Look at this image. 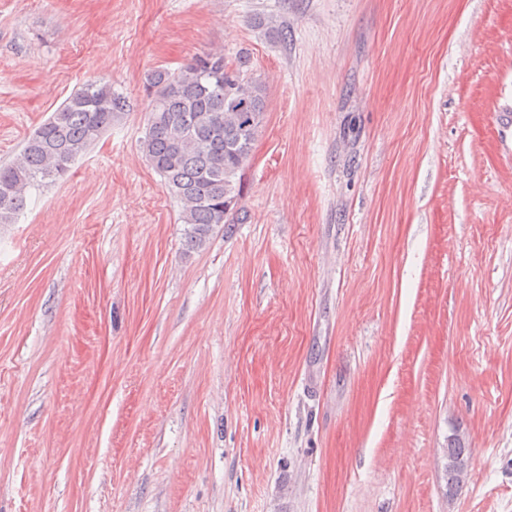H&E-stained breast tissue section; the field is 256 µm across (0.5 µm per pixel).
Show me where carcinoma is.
I'll list each match as a JSON object with an SVG mask.
<instances>
[{
  "label": "carcinoma",
  "mask_w": 512,
  "mask_h": 512,
  "mask_svg": "<svg viewBox=\"0 0 512 512\" xmlns=\"http://www.w3.org/2000/svg\"><path fill=\"white\" fill-rule=\"evenodd\" d=\"M245 67L246 57L230 66L219 50L195 55L174 71L157 69L146 81L150 101L141 149L180 202L192 250L237 213L243 171L263 126L266 86ZM127 108L126 97L109 84L90 82L71 94L26 140L19 161L0 167V224L17 218L31 188L66 176ZM471 453L459 435L448 438V495L461 488Z\"/></svg>",
  "instance_id": "carcinoma-1"
}]
</instances>
